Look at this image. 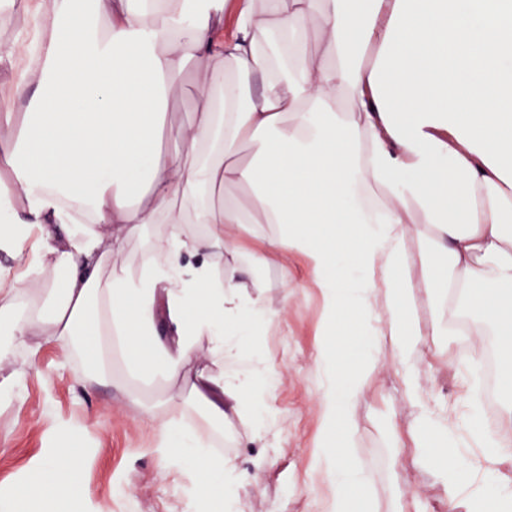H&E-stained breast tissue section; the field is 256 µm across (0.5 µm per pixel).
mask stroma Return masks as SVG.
<instances>
[{
    "mask_svg": "<svg viewBox=\"0 0 512 512\" xmlns=\"http://www.w3.org/2000/svg\"><path fill=\"white\" fill-rule=\"evenodd\" d=\"M269 301L280 288L301 286L298 300L286 317L264 336L263 350L276 370L278 387L271 400L274 451L267 467L254 471L239 491L242 512H318L307 486L309 462L322 440L316 413V333L322 321L321 303L306 285L301 260L288 268L272 266L258 273ZM432 356L418 365L420 392L409 398L398 365L380 353L368 397L355 409L356 460L377 512H434L442 487L430 469L415 464L396 448L392 432L407 435L421 408L451 417L464 442L459 450L462 479H469L480 450L471 442L464 388L469 376L458 368L459 344L427 336ZM35 374L24 387L21 408L0 411V495L19 497L27 471L51 446L57 424L84 427L79 445L85 457L81 484L92 495L94 512H194L196 503L187 474L164 469L151 449L152 427L117 390L84 383V368L67 361L63 350L46 345L33 361Z\"/></svg>",
    "mask_w": 512,
    "mask_h": 512,
    "instance_id": "1",
    "label": "stroma"
}]
</instances>
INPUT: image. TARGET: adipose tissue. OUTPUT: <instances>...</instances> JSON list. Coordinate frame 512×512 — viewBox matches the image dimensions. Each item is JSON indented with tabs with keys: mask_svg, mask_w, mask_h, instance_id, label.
Returning a JSON list of instances; mask_svg holds the SVG:
<instances>
[{
	"mask_svg": "<svg viewBox=\"0 0 512 512\" xmlns=\"http://www.w3.org/2000/svg\"><path fill=\"white\" fill-rule=\"evenodd\" d=\"M31 19L36 54H6L0 81V365L93 337L88 382L125 394L167 466L197 462L207 512H239L251 469L213 438L247 422L252 469L269 464L277 378L252 343L297 298L271 307L253 274L301 258L325 316L310 490L321 512H374L352 410L385 347L417 393L418 293L437 335L487 323L512 378V0H33ZM189 72L199 109L172 129ZM82 433L64 424L30 469L27 512H86ZM470 436L466 486L448 421L421 411L412 451L445 473V512H512V489L487 496L512 403Z\"/></svg>",
	"mask_w": 512,
	"mask_h": 512,
	"instance_id": "1",
	"label": "adipose tissue"
}]
</instances>
